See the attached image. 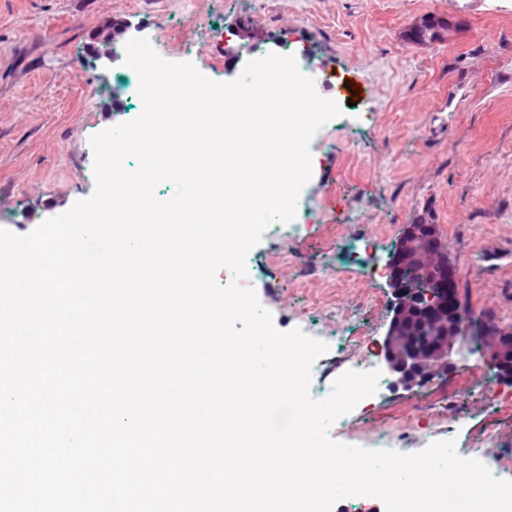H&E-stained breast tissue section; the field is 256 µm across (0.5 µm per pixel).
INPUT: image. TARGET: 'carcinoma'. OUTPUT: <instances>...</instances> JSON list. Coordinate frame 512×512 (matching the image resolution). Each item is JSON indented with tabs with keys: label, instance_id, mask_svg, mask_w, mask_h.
Wrapping results in <instances>:
<instances>
[{
	"label": "carcinoma",
	"instance_id": "obj_1",
	"mask_svg": "<svg viewBox=\"0 0 512 512\" xmlns=\"http://www.w3.org/2000/svg\"><path fill=\"white\" fill-rule=\"evenodd\" d=\"M402 38L409 44L431 45L448 38V27L444 19L437 14H425L420 20L402 31ZM399 285L405 291L402 303L398 306V318L393 324L394 350L412 348L419 353H425L442 340H448L455 324H466L468 308L462 303L459 286L452 278L438 273L430 282L424 281L423 271L416 266L405 253L399 260ZM454 289L455 299L448 305H427L416 301L425 291H438V295L448 294V289ZM482 342L495 345L502 350L505 362H512V327H501L496 322H490L488 335L482 337Z\"/></svg>",
	"mask_w": 512,
	"mask_h": 512
}]
</instances>
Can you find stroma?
<instances>
[{"label":"stroma","instance_id":"1","mask_svg":"<svg viewBox=\"0 0 512 512\" xmlns=\"http://www.w3.org/2000/svg\"><path fill=\"white\" fill-rule=\"evenodd\" d=\"M428 13L450 20L448 40L404 41ZM238 19L258 35L250 48L232 39L241 52L228 65L210 40ZM123 21L163 59L219 83L260 54L307 60L316 92L339 106L311 141L316 166L292 223L271 225L246 257L262 270L249 287L278 330L364 337L363 349L317 364L313 399L383 339L393 301L380 271L407 225H436L462 301L512 325V0L472 10L463 0H0V228L29 234L93 192L91 137L140 106L132 68H102L88 50L96 29ZM299 259L309 277L295 274ZM360 289L376 299L365 312L350 308ZM468 401L459 447L512 480V391L489 379ZM380 431L414 454L444 437L448 420L390 387L329 433L344 443Z\"/></svg>","mask_w":512,"mask_h":512}]
</instances>
